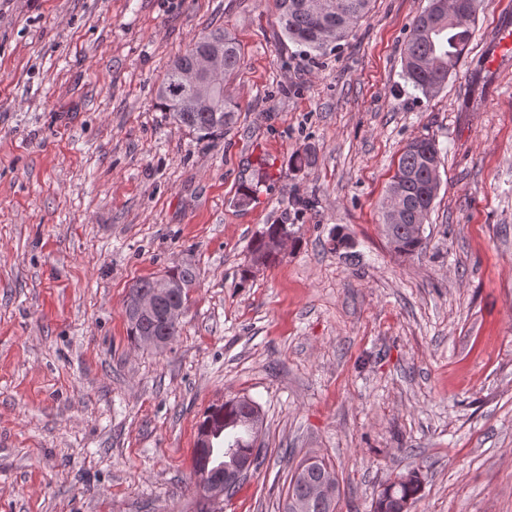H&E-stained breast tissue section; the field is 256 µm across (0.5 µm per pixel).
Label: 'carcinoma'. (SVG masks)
Masks as SVG:
<instances>
[{"label": "carcinoma", "mask_w": 512, "mask_h": 512, "mask_svg": "<svg viewBox=\"0 0 512 512\" xmlns=\"http://www.w3.org/2000/svg\"><path fill=\"white\" fill-rule=\"evenodd\" d=\"M371 0H277L278 23L291 41L316 52L346 40L355 25L370 10ZM479 0H429L427 8L414 20L403 52V71L413 87L425 95L433 94L448 82L467 52L472 39L471 24ZM223 55L219 72L206 82L210 103L197 106L187 101L191 92L183 86L182 75L194 68L199 58L209 50ZM242 63L237 39L224 29L216 28L199 37L183 55L173 61L157 88V103L173 121L189 129L199 139L224 134L236 112L237 103L224 94V80L235 74ZM440 161L435 139L425 135L409 141L400 155L398 170L386 190V196L399 198L403 223L392 226L391 243L396 254L412 257L424 247L423 239L413 235L409 225L415 219L426 222L437 195L438 182L434 162ZM288 234L286 225L271 224L257 238L250 251L252 264L266 265L277 256L268 240ZM192 266H177L160 277L137 280L130 288L128 299L151 295L157 299V309L151 316H126L128 337L136 344L152 338L155 349L167 346L165 337H174L178 326L169 323L165 314L170 309L185 307L189 288L196 281ZM263 423L260 406L246 397H234L210 408L200 422L198 434H213V445L223 448L231 443L245 454L253 448L258 435L251 417ZM421 481L415 474L399 477L387 484L375 499L374 512H396L401 499L417 500Z\"/></svg>", "instance_id": "cac0c4a2"}]
</instances>
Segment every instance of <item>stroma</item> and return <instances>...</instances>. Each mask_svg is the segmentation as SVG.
<instances>
[{
    "instance_id": "35a3bbf8",
    "label": "stroma",
    "mask_w": 512,
    "mask_h": 512,
    "mask_svg": "<svg viewBox=\"0 0 512 512\" xmlns=\"http://www.w3.org/2000/svg\"><path fill=\"white\" fill-rule=\"evenodd\" d=\"M426 5L373 0L310 54L275 0H0V512H196L198 423L235 396L266 461L215 512H284L310 454L340 512L411 472L414 512H512V67L481 57L512 0H480L429 97L402 74ZM216 27L238 110L200 140L156 90ZM421 135L440 188L406 258L381 205ZM272 224L291 239L243 277ZM187 264L177 336L135 346L130 286Z\"/></svg>"
}]
</instances>
